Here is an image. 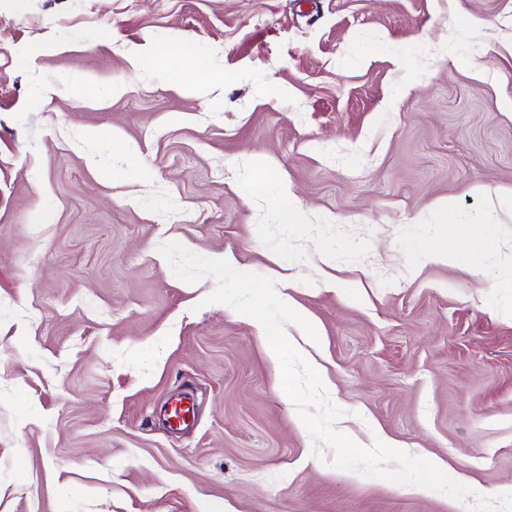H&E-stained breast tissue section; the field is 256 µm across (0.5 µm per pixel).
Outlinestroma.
<instances>
[{
  "instance_id": "35a3bbf8",
  "label": "stroma",
  "mask_w": 512,
  "mask_h": 512,
  "mask_svg": "<svg viewBox=\"0 0 512 512\" xmlns=\"http://www.w3.org/2000/svg\"><path fill=\"white\" fill-rule=\"evenodd\" d=\"M182 43L207 84L153 63ZM510 191L512 0H0V512H463L329 466L168 242L291 276L338 431L501 495ZM445 198L496 245L417 265Z\"/></svg>"
}]
</instances>
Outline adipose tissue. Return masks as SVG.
<instances>
[{
    "label": "adipose tissue",
    "mask_w": 512,
    "mask_h": 512,
    "mask_svg": "<svg viewBox=\"0 0 512 512\" xmlns=\"http://www.w3.org/2000/svg\"><path fill=\"white\" fill-rule=\"evenodd\" d=\"M434 222L441 230L420 247L419 261L454 266L464 258L477 256L488 244L486 235L470 231L451 200L437 204Z\"/></svg>",
    "instance_id": "obj_1"
}]
</instances>
